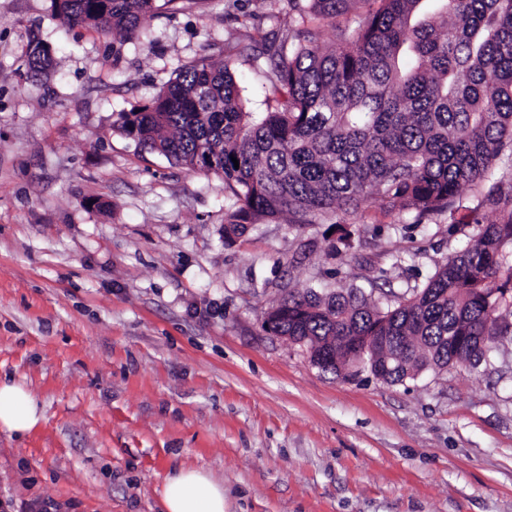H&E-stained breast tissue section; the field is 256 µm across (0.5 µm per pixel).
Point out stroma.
<instances>
[{
	"label": "stroma",
	"instance_id": "1",
	"mask_svg": "<svg viewBox=\"0 0 512 512\" xmlns=\"http://www.w3.org/2000/svg\"><path fill=\"white\" fill-rule=\"evenodd\" d=\"M287 26L280 0H179L114 42L0 0V378L44 415L0 430V512H164L181 467L223 483L224 512H512V317L487 363L396 385L323 373L262 326L285 287L404 293L497 212L452 235L373 205L336 257L329 225L284 217L228 242L222 178L113 128L204 56L264 111L244 48ZM33 35L49 75L27 73Z\"/></svg>",
	"mask_w": 512,
	"mask_h": 512
}]
</instances>
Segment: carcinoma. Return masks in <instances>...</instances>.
I'll use <instances>...</instances> for the list:
<instances>
[{"mask_svg": "<svg viewBox=\"0 0 512 512\" xmlns=\"http://www.w3.org/2000/svg\"><path fill=\"white\" fill-rule=\"evenodd\" d=\"M156 0H52L67 27L124 40L142 36ZM290 25L261 37L269 68L267 111L252 112L228 64L203 57L180 67L153 99L119 112L114 125L141 149L194 173L224 178L230 205L224 237L286 215L294 226L334 224L339 255L352 247L370 202L415 224L448 220L458 230L460 195L480 188L479 205L501 217L385 310L360 288L320 296L282 294L269 310L275 334L319 356L320 370L369 368L358 336H395L385 382L424 368L474 366L487 358L512 316V0H285ZM366 8L339 42L322 25ZM30 66L52 67L33 41ZM239 167H234L232 159Z\"/></svg>", "mask_w": 512, "mask_h": 512, "instance_id": "cac0c4a2", "label": "carcinoma"}]
</instances>
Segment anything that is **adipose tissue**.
Segmentation results:
<instances>
[{
	"label": "adipose tissue",
	"instance_id": "obj_1",
	"mask_svg": "<svg viewBox=\"0 0 512 512\" xmlns=\"http://www.w3.org/2000/svg\"><path fill=\"white\" fill-rule=\"evenodd\" d=\"M43 418L36 398L22 386L0 380V428L27 433ZM166 512H224V487L201 469L167 473L163 487Z\"/></svg>",
	"mask_w": 512,
	"mask_h": 512
}]
</instances>
